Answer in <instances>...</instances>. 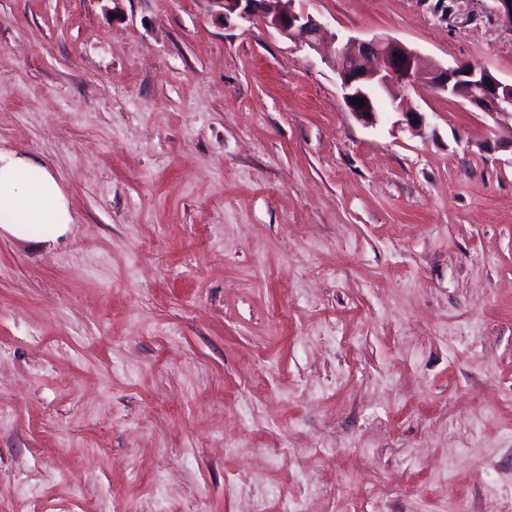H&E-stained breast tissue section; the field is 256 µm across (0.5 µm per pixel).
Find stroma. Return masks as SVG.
<instances>
[{"instance_id":"1","label":"stroma","mask_w":512,"mask_h":512,"mask_svg":"<svg viewBox=\"0 0 512 512\" xmlns=\"http://www.w3.org/2000/svg\"><path fill=\"white\" fill-rule=\"evenodd\" d=\"M493 0H0V150L74 222L0 235V512H512V137L341 103L337 39L512 79ZM425 116L415 135L394 99ZM223 9L224 18L232 15L244 20L259 18L279 35L317 50L322 22L306 10L295 7L296 0H212Z\"/></svg>"}]
</instances>
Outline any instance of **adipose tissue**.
<instances>
[{"instance_id": "obj_1", "label": "adipose tissue", "mask_w": 512, "mask_h": 512, "mask_svg": "<svg viewBox=\"0 0 512 512\" xmlns=\"http://www.w3.org/2000/svg\"><path fill=\"white\" fill-rule=\"evenodd\" d=\"M73 222L56 177L33 157L0 150V229L32 243L65 236Z\"/></svg>"}]
</instances>
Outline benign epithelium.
<instances>
[{
    "label": "benign epithelium",
    "mask_w": 512,
    "mask_h": 512,
    "mask_svg": "<svg viewBox=\"0 0 512 512\" xmlns=\"http://www.w3.org/2000/svg\"><path fill=\"white\" fill-rule=\"evenodd\" d=\"M212 2L222 7L226 19L232 15L244 20L258 18L282 37L318 49L323 24L306 10L296 8V0ZM330 65L340 78L344 106L366 124L377 119L375 92H387L394 85L422 87L445 94L494 122L502 116L512 117V82H504L489 69L471 62L422 69L414 50L388 37L362 41L351 37L337 50ZM352 97L364 99V106L353 105ZM398 110L411 132L422 131L425 124L422 112L413 106H400Z\"/></svg>",
    "instance_id": "1"
}]
</instances>
